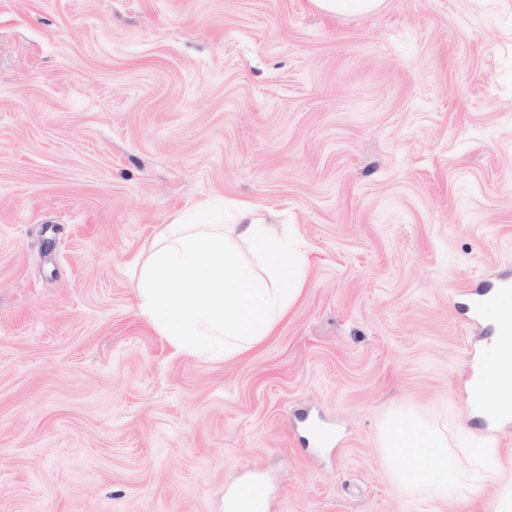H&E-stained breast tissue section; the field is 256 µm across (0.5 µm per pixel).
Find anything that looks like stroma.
Listing matches in <instances>:
<instances>
[{
  "label": "stroma",
  "instance_id": "obj_1",
  "mask_svg": "<svg viewBox=\"0 0 512 512\" xmlns=\"http://www.w3.org/2000/svg\"><path fill=\"white\" fill-rule=\"evenodd\" d=\"M209 201L288 225L302 292L246 358L177 355L133 257ZM512 276V0H0V512H470L382 461L453 447ZM321 13L343 17L349 14L367 15L380 10L385 0H310ZM384 462L395 482L407 492L429 488L438 499H448L465 488L468 497L478 500L483 484L474 469L476 462L448 444L441 430L412 412L394 413L382 430ZM467 478L469 482L464 484Z\"/></svg>",
  "mask_w": 512,
  "mask_h": 512
}]
</instances>
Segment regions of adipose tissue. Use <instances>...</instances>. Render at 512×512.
<instances>
[{"label": "adipose tissue", "mask_w": 512, "mask_h": 512, "mask_svg": "<svg viewBox=\"0 0 512 512\" xmlns=\"http://www.w3.org/2000/svg\"><path fill=\"white\" fill-rule=\"evenodd\" d=\"M306 259L275 224L240 205L207 203L159 225L135 282L137 310L174 353L228 360L261 344L304 285ZM512 348L493 335L476 367L468 401L474 416L512 419ZM383 459L405 491L430 489L437 499L483 485L474 460L450 448L448 436L413 413L391 415L382 430Z\"/></svg>", "instance_id": "1"}]
</instances>
